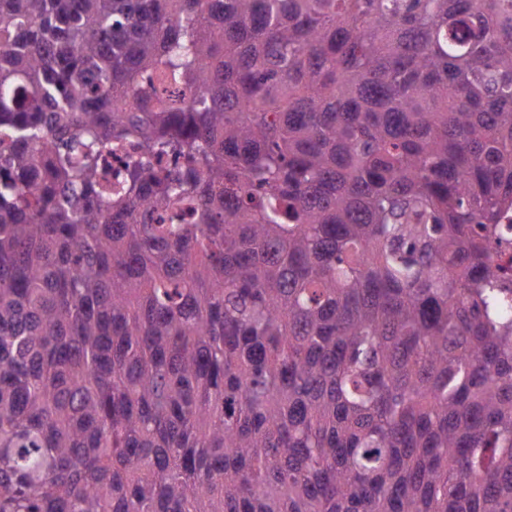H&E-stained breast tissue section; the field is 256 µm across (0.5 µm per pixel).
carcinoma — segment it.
<instances>
[{
	"label": "carcinoma",
	"instance_id": "carcinoma-1",
	"mask_svg": "<svg viewBox=\"0 0 512 512\" xmlns=\"http://www.w3.org/2000/svg\"><path fill=\"white\" fill-rule=\"evenodd\" d=\"M0 142V512H512V0H0Z\"/></svg>",
	"mask_w": 512,
	"mask_h": 512
}]
</instances>
